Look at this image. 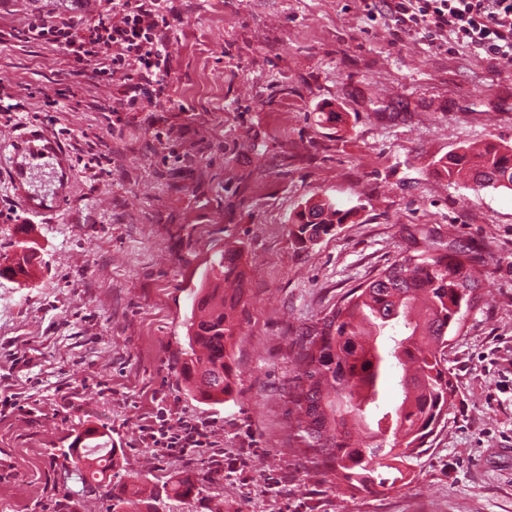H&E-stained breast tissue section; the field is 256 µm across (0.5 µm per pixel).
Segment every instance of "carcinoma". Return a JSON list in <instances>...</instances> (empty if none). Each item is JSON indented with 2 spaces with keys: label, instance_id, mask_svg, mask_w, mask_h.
Wrapping results in <instances>:
<instances>
[{
  "label": "carcinoma",
  "instance_id": "carcinoma-1",
  "mask_svg": "<svg viewBox=\"0 0 512 512\" xmlns=\"http://www.w3.org/2000/svg\"><path fill=\"white\" fill-rule=\"evenodd\" d=\"M448 182L467 181L475 188L512 191V147L489 143L472 160L456 153L439 160ZM291 219L295 242L304 248L344 223L350 211L333 203ZM20 255L0 264V277L30 280L40 268L36 243H19ZM241 249L230 247L210 269L213 288L194 300L180 377L194 399L221 405L233 398L236 378L227 344L235 335L239 289L246 278ZM471 258L459 246L446 253L432 243L380 269L366 284L350 290L301 336L298 376L290 403L293 427L305 445L311 468L331 474L351 494L376 493L410 476L414 452L427 444L440 416L453 406L455 385L445 365L448 338L464 326L481 295ZM401 373V398L387 409L378 403L379 388ZM104 432L78 433L69 451L81 450L76 468L82 483L100 482L119 466L118 449L108 447ZM215 476L189 470L172 483L175 496L190 499ZM139 487L112 486V512H159V494L142 496Z\"/></svg>",
  "mask_w": 512,
  "mask_h": 512
}]
</instances>
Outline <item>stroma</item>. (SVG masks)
<instances>
[{
  "instance_id": "obj_1",
  "label": "stroma",
  "mask_w": 512,
  "mask_h": 512,
  "mask_svg": "<svg viewBox=\"0 0 512 512\" xmlns=\"http://www.w3.org/2000/svg\"><path fill=\"white\" fill-rule=\"evenodd\" d=\"M166 97L111 112L118 83L76 75L53 46L17 40L32 15L90 17L97 0L0 7V82L48 130L67 166L29 167L34 195L66 189L32 223L44 264L33 283L0 277V512H107L106 487L77 481L78 430L123 451L120 482L161 491L206 469L137 444L164 393L174 417L205 419L224 455L201 499L162 512H512V191L451 184L441 157L487 139L512 146V63L439 51L368 28L360 0H174ZM78 86L66 111L55 89ZM339 112L341 122L324 114ZM103 158L102 171L84 170ZM351 219L308 249L289 222L306 202ZM462 246L489 293L450 340L454 405L406 484L338 490L309 468L290 426L293 358L305 329L350 289L430 242ZM247 273L231 346L234 399L187 395L177 361L216 252Z\"/></svg>"
}]
</instances>
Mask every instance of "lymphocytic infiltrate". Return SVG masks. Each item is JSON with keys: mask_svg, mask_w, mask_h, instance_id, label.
Masks as SVG:
<instances>
[{"mask_svg": "<svg viewBox=\"0 0 512 512\" xmlns=\"http://www.w3.org/2000/svg\"><path fill=\"white\" fill-rule=\"evenodd\" d=\"M367 24L391 16L397 30L431 48H465L494 61H512V0H361ZM174 17L172 0H104L91 22L42 12L21 35L66 51L78 70H91L99 82L118 79L123 90L116 112H136L165 95L171 73L168 44ZM148 448H177L197 455L215 447L207 422L172 421L158 409L138 428Z\"/></svg>", "mask_w": 512, "mask_h": 512, "instance_id": "f902f5d3", "label": "lymphocytic infiltrate"}]
</instances>
